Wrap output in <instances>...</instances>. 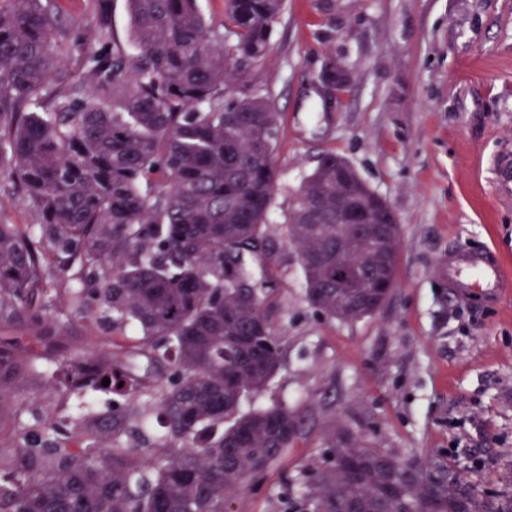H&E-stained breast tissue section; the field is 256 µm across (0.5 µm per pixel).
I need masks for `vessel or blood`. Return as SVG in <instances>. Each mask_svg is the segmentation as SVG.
<instances>
[{"label": "vessel or blood", "mask_w": 512, "mask_h": 512, "mask_svg": "<svg viewBox=\"0 0 512 512\" xmlns=\"http://www.w3.org/2000/svg\"><path fill=\"white\" fill-rule=\"evenodd\" d=\"M440 273L449 294L467 307L499 305L512 280L500 254L488 245L450 249L440 260Z\"/></svg>", "instance_id": "1"}]
</instances>
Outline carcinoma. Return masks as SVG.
<instances>
[{
  "label": "carcinoma",
  "instance_id": "1",
  "mask_svg": "<svg viewBox=\"0 0 512 512\" xmlns=\"http://www.w3.org/2000/svg\"><path fill=\"white\" fill-rule=\"evenodd\" d=\"M127 43L109 41L111 0H96L91 44L41 0H0V178L25 193L39 223H0V312L41 332L42 352L0 336V404L16 371L55 378L69 397L112 385V407L78 406L73 426L94 439L52 436L0 463V512H227L229 499L291 446L286 406L241 412L281 368L265 304L264 245L277 172L279 120L262 97L224 99L266 54L284 0H224V33L196 0H128ZM71 55L72 69H59ZM368 208L356 170L326 153L289 207L310 305L342 321L372 315L396 287L399 224L364 238L336 223V187ZM41 244L59 271L79 268L71 295L139 332L167 382H139L166 424L156 448L128 444L132 415L118 392L117 350L75 358L59 343L69 322L41 275ZM354 268L336 282V249ZM409 464L375 448L331 443L295 489L298 512H512V497L476 496L448 469L402 475Z\"/></svg>",
  "mask_w": 512,
  "mask_h": 512
}]
</instances>
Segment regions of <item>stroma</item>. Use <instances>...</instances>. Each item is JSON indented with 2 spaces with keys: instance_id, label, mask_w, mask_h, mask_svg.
<instances>
[{
  "instance_id": "obj_1",
  "label": "stroma",
  "mask_w": 512,
  "mask_h": 512,
  "mask_svg": "<svg viewBox=\"0 0 512 512\" xmlns=\"http://www.w3.org/2000/svg\"><path fill=\"white\" fill-rule=\"evenodd\" d=\"M332 57L351 72L336 92L321 81ZM245 94L267 98L281 122L266 313L283 365L241 409L284 405L299 427L278 464L233 497L232 512H286L287 483L320 466L334 437L512 495V295L499 309L459 305L438 269L448 248L484 243L512 261V0H285L266 57L224 96ZM329 151L390 204L403 239L396 288L351 321L308 303L280 231ZM42 274L69 318L65 345L80 355L117 337L130 348L128 376H143L134 332L80 310L52 254ZM11 395L0 445L13 446L15 417L32 422L56 406L71 435L74 403L46 382L19 375Z\"/></svg>"
}]
</instances>
